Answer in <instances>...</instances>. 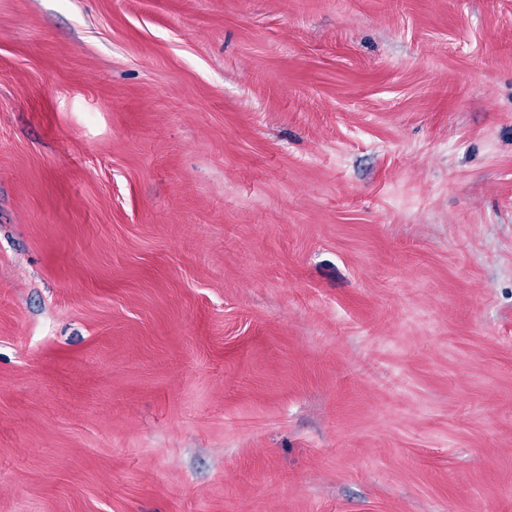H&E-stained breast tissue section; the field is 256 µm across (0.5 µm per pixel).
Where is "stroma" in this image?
<instances>
[{"label": "stroma", "instance_id": "35a3bbf8", "mask_svg": "<svg viewBox=\"0 0 512 512\" xmlns=\"http://www.w3.org/2000/svg\"><path fill=\"white\" fill-rule=\"evenodd\" d=\"M0 512H512V0H0Z\"/></svg>", "mask_w": 512, "mask_h": 512}]
</instances>
